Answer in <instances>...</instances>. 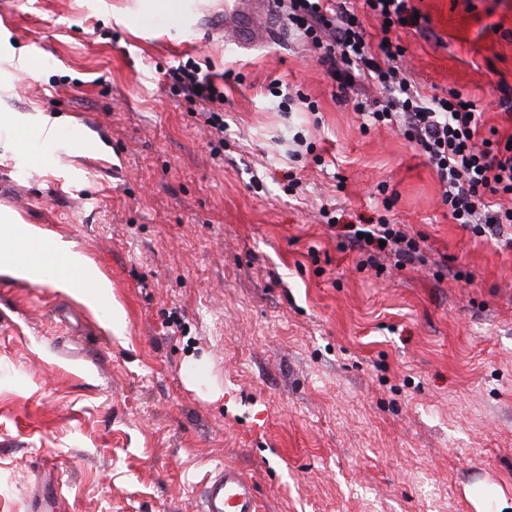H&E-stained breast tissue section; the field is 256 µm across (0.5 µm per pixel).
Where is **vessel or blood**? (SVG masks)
Here are the masks:
<instances>
[{"label":"vessel or blood","instance_id":"b4317fda","mask_svg":"<svg viewBox=\"0 0 512 512\" xmlns=\"http://www.w3.org/2000/svg\"><path fill=\"white\" fill-rule=\"evenodd\" d=\"M272 6V0H225V42L243 46L269 40L273 31L262 19ZM200 512H260L254 482L237 467H216L204 485Z\"/></svg>","mask_w":512,"mask_h":512}]
</instances>
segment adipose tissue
<instances>
[{"mask_svg":"<svg viewBox=\"0 0 512 512\" xmlns=\"http://www.w3.org/2000/svg\"><path fill=\"white\" fill-rule=\"evenodd\" d=\"M58 256L65 270L47 277L43 255ZM35 282L49 281L52 288L72 294L90 309L100 310L105 325L120 329L125 318L122 308L109 304L110 283L100 277L94 263L73 242L51 237L33 224L17 223L10 215H0V273Z\"/></svg>","mask_w":512,"mask_h":512,"instance_id":"adipose-tissue-1","label":"adipose tissue"}]
</instances>
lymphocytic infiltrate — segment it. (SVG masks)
<instances>
[{"mask_svg":"<svg viewBox=\"0 0 512 512\" xmlns=\"http://www.w3.org/2000/svg\"><path fill=\"white\" fill-rule=\"evenodd\" d=\"M367 13L382 25L387 44L372 45L362 19L334 0H288V19L303 38L323 49L321 58L342 93L367 83L381 90L382 99L354 100L355 112L371 126L397 129L415 142L434 168L443 205L454 223L478 237L503 234L512 227V143L481 136V114L456 90L428 98L406 76V49L393 30L420 27L409 0H364ZM179 94L206 104L204 123L223 134L224 87L214 74L188 62L171 72ZM345 241L357 251L360 267L383 272L380 258L392 256L396 266L424 261L422 238L403 225L379 216L371 224L344 225Z\"/></svg>","mask_w":512,"mask_h":512,"instance_id":"f902f5d3","label":"lymphocytic infiltrate"}]
</instances>
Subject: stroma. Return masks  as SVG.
I'll use <instances>...</instances> for the list:
<instances>
[{
  "label": "stroma",
  "mask_w": 512,
  "mask_h": 512,
  "mask_svg": "<svg viewBox=\"0 0 512 512\" xmlns=\"http://www.w3.org/2000/svg\"><path fill=\"white\" fill-rule=\"evenodd\" d=\"M413 4L408 77L512 136V0ZM144 5L0 0V115L78 133L38 161L0 130V208L74 242L125 311L113 332L0 274V512H33L35 470L59 512H199L224 464L263 512H512V248L453 223L413 143L361 130L285 7L236 48L224 0L193 31L137 27ZM190 59L231 75L223 138L167 76ZM326 204L388 214L425 262L358 270Z\"/></svg>",
  "instance_id": "35a3bbf8"
}]
</instances>
